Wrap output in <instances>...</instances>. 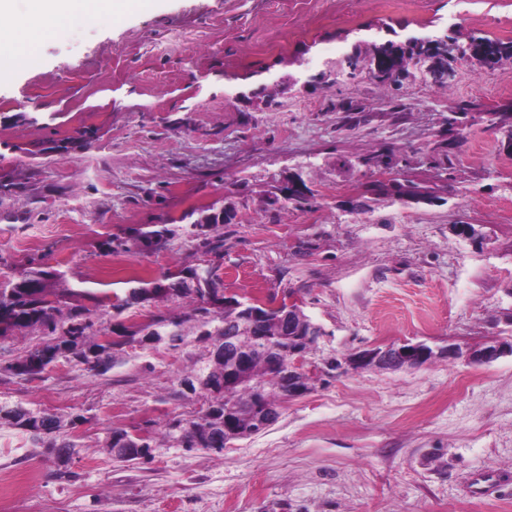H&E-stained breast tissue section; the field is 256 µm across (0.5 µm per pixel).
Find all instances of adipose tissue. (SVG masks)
I'll return each mask as SVG.
<instances>
[{"mask_svg":"<svg viewBox=\"0 0 512 512\" xmlns=\"http://www.w3.org/2000/svg\"><path fill=\"white\" fill-rule=\"evenodd\" d=\"M139 0H27L24 16L13 13V0H0V58L21 59L66 26L87 23L103 12L120 17L136 8Z\"/></svg>","mask_w":512,"mask_h":512,"instance_id":"1","label":"adipose tissue"}]
</instances>
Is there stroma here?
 Returning a JSON list of instances; mask_svg holds the SVG:
<instances>
[{"mask_svg":"<svg viewBox=\"0 0 512 512\" xmlns=\"http://www.w3.org/2000/svg\"><path fill=\"white\" fill-rule=\"evenodd\" d=\"M435 30L512 40V0H142L9 61L0 281L43 259L89 295L99 336L179 312L172 300L119 315L111 304L132 271L156 278L195 262L196 242L103 243L226 197L225 294L294 293L325 332L313 359L512 340V155L480 118L512 105V64L456 61L442 87L321 77L359 40ZM263 85L271 104L243 99ZM465 106L464 142L449 144L447 119ZM83 130L84 148L44 155ZM438 148L442 172L430 166ZM388 150L406 178L440 184L435 200L366 193L387 174L361 156ZM296 172L310 200L269 205ZM457 224L486 225L491 243L457 236ZM205 352L191 337L136 348L103 374L59 362L34 379L0 375V402L61 413L75 446L39 448L0 419V512H512V355L330 377L217 453L164 439L204 402L180 382ZM114 427L147 431L151 458L118 462L105 446ZM484 471L494 492L471 497Z\"/></svg>","mask_w":512,"mask_h":512,"instance_id":"obj_1","label":"stroma"}]
</instances>
